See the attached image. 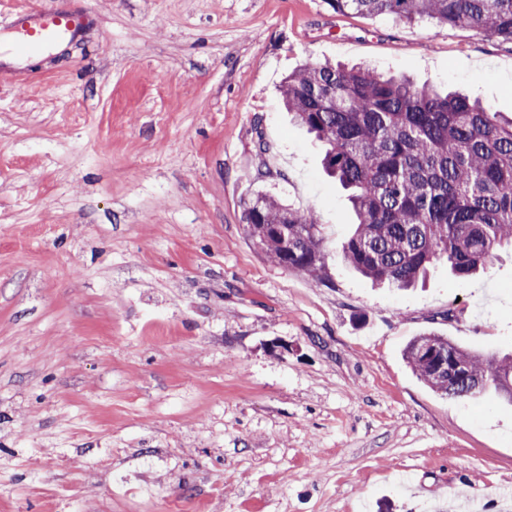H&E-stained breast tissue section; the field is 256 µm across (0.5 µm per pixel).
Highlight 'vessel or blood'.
Here are the masks:
<instances>
[{"instance_id":"1","label":"vessel or blood","mask_w":512,"mask_h":512,"mask_svg":"<svg viewBox=\"0 0 512 512\" xmlns=\"http://www.w3.org/2000/svg\"><path fill=\"white\" fill-rule=\"evenodd\" d=\"M84 28L83 16L75 12L30 9L15 12L9 27L0 30V78L12 79L20 76L23 71L22 66L6 59L5 48H62L80 38Z\"/></svg>"}]
</instances>
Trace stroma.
Returning a JSON list of instances; mask_svg holds the SVG:
<instances>
[{
  "label": "stroma",
  "mask_w": 512,
  "mask_h": 512,
  "mask_svg": "<svg viewBox=\"0 0 512 512\" xmlns=\"http://www.w3.org/2000/svg\"><path fill=\"white\" fill-rule=\"evenodd\" d=\"M90 24L0 81V512H512V406L411 370L435 332L512 354V250L408 290L341 254L355 216L281 86L364 64L512 115V44L328 0H0ZM313 208L323 282L258 250ZM242 221L255 245L275 264L307 273L321 282L326 249L315 211L286 205L267 194L245 203ZM277 224H288V246L277 231Z\"/></svg>",
  "instance_id": "35a3bbf8"
}]
</instances>
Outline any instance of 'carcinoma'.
I'll return each mask as SVG.
<instances>
[{
	"label": "carcinoma",
	"mask_w": 512,
	"mask_h": 512,
	"mask_svg": "<svg viewBox=\"0 0 512 512\" xmlns=\"http://www.w3.org/2000/svg\"><path fill=\"white\" fill-rule=\"evenodd\" d=\"M338 12L468 25L512 42V0H329ZM293 120L325 143L326 170L351 190L357 227L344 259L375 284L408 287L444 261L460 278L512 246V118L457 93L328 62L288 77ZM242 221L275 264L321 281L326 249L315 211L260 194ZM404 355L437 392L458 400L492 391L512 404V355L462 349L429 332Z\"/></svg>",
	"instance_id": "1"
}]
</instances>
